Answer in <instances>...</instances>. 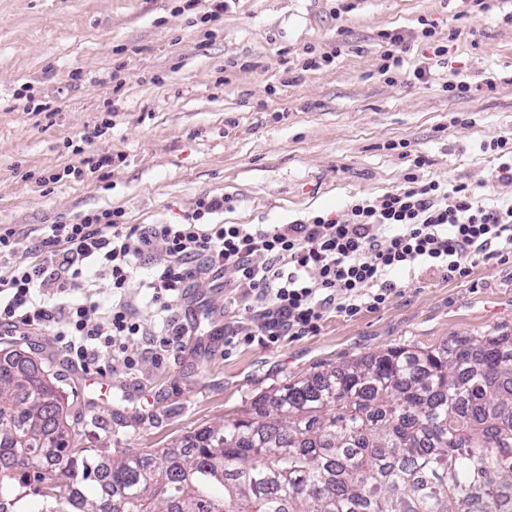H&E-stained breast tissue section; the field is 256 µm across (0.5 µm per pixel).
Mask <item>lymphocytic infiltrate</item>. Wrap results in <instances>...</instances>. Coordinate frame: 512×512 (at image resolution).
<instances>
[{"instance_id": "obj_1", "label": "lymphocytic infiltrate", "mask_w": 512, "mask_h": 512, "mask_svg": "<svg viewBox=\"0 0 512 512\" xmlns=\"http://www.w3.org/2000/svg\"><path fill=\"white\" fill-rule=\"evenodd\" d=\"M424 158L399 188L358 197L342 214L285 224H207L221 197L200 199L192 222L126 224L117 210L52 224L38 245L41 261L0 276V320L52 336L72 364L112 368L117 346L149 335L129 300L137 263L150 258L144 286L169 344L191 329L178 310L191 288L212 278L238 290L252 325L224 329L225 345L300 336L318 330L328 308L353 316L386 302L397 271L429 266L453 279L480 260L512 258V202L488 205L466 186L420 176ZM107 277L112 303L100 311L88 273Z\"/></svg>"}]
</instances>
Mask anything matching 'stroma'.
I'll list each match as a JSON object with an SVG mask.
<instances>
[{"label": "stroma", "instance_id": "stroma-1", "mask_svg": "<svg viewBox=\"0 0 512 512\" xmlns=\"http://www.w3.org/2000/svg\"><path fill=\"white\" fill-rule=\"evenodd\" d=\"M486 2L483 11L474 0H227L206 23L213 0H0V225L25 237L0 272L37 260L49 225L92 210L121 211L127 224H183L200 198L224 196L205 223L333 217L353 198L400 187L419 155L425 177L512 199V183L492 179L490 148L512 133V0ZM426 21L448 58L423 84L412 72ZM387 32L402 33L407 50L384 76ZM460 80L468 92H447ZM105 118L111 128L83 141ZM104 152L113 157L104 173L64 175ZM48 171L60 181L38 184ZM394 279L379 307L328 313L308 335L227 348L211 313L232 325L243 306L236 290L205 285L181 312L198 336L178 350L158 337L127 339L137 366L113 371L100 406L50 336L2 323L0 346L47 366L78 447L149 453L242 415L261 392L359 356L512 332V262L480 261L453 280L425 266Z\"/></svg>", "mask_w": 512, "mask_h": 512}]
</instances>
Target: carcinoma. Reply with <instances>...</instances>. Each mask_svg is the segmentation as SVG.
<instances>
[{
  "label": "carcinoma",
  "mask_w": 512,
  "mask_h": 512,
  "mask_svg": "<svg viewBox=\"0 0 512 512\" xmlns=\"http://www.w3.org/2000/svg\"><path fill=\"white\" fill-rule=\"evenodd\" d=\"M0 512H512V334L323 369L155 454L71 447L63 396L0 348ZM92 481L96 500L65 488ZM12 494L1 493L4 486Z\"/></svg>",
  "instance_id": "obj_1"
}]
</instances>
